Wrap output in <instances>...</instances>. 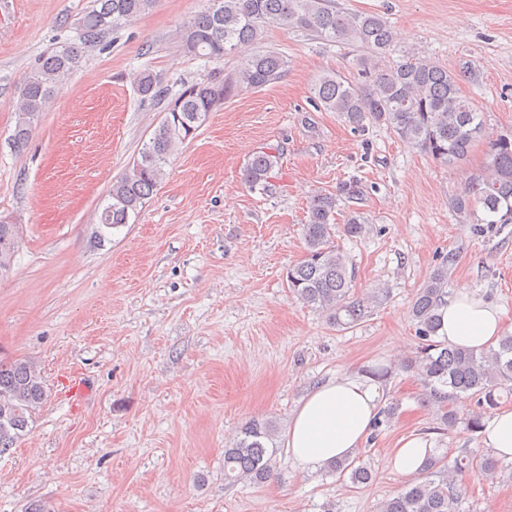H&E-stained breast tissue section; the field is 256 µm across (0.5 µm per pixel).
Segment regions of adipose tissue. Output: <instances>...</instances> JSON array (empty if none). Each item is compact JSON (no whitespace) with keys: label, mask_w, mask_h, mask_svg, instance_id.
<instances>
[{"label":"adipose tissue","mask_w":512,"mask_h":512,"mask_svg":"<svg viewBox=\"0 0 512 512\" xmlns=\"http://www.w3.org/2000/svg\"><path fill=\"white\" fill-rule=\"evenodd\" d=\"M502 327V310L462 284L442 310L439 336L450 345L479 350L494 345ZM378 397L374 384L357 377L320 384L305 397L288 425L289 454L311 469L350 456L371 432ZM481 434L486 448L512 460V408L496 410Z\"/></svg>","instance_id":"ef3b65f1"}]
</instances>
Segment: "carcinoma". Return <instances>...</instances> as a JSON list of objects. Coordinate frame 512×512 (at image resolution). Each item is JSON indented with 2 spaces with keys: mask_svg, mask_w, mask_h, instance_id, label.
I'll use <instances>...</instances> for the list:
<instances>
[{
  "mask_svg": "<svg viewBox=\"0 0 512 512\" xmlns=\"http://www.w3.org/2000/svg\"><path fill=\"white\" fill-rule=\"evenodd\" d=\"M157 0H92L77 21V39L43 57L29 72L16 102L14 144L24 146L32 124L46 104L79 69L88 52L103 44L106 34L148 13ZM278 23L330 41L365 50L360 66L362 85L330 71L314 85L322 106L337 112L359 128L365 122L384 125L400 138L428 151L440 163L460 162L473 145L485 141L481 177L472 181L450 207L459 214L482 211V224L512 221V132L488 134L482 114L460 93V75L431 60L405 53L390 64L396 34L382 18L336 9L332 0H208V6L180 31L183 50L206 60L233 56L234 73L225 79L185 85L167 97L162 81L151 71L135 79L138 94L149 101L166 102L164 121L139 152L130 170L112 184L109 201L98 216V238L129 223L153 195L165 175L164 166L177 147L194 134L224 99L243 89H258L277 82L287 60L280 52L261 45L266 25ZM279 156L258 151L248 160L244 181L265 191ZM339 198L313 197L302 234L306 255L288 268V288L302 303L326 311L337 327L350 329L363 321L368 305L377 296H351L354 272L344 254L331 245ZM345 235L359 238L366 232L360 216L351 214ZM17 248L9 225L0 222V266H10ZM448 278L439 270L418 289L412 316L422 341L419 355L404 364L415 373L424 391V402L435 409L447 427L463 423L471 432L482 429L484 416L495 409L502 393L512 394V334L500 337L497 346L483 351L452 346L438 340L440 309L448 304ZM462 394L478 396L479 411L462 420L450 402ZM47 397V387L37 365L20 358L0 357V453L24 436L32 413ZM275 424L252 418L224 449V480L260 485L271 477L276 461ZM478 470L490 480L505 472L498 460L465 454L448 468L444 457L431 454L420 469L421 477L395 496L382 501L377 512H456L462 495L459 477ZM328 472L353 486L372 479L370 467L360 458L336 460Z\"/></svg>",
  "mask_w": 512,
  "mask_h": 512,
  "instance_id": "cac0c4a2",
  "label": "carcinoma"
}]
</instances>
